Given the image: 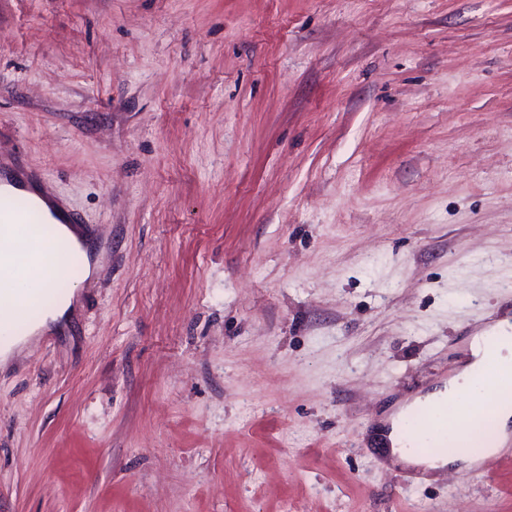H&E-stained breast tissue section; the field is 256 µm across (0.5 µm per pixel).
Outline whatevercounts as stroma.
Segmentation results:
<instances>
[{"mask_svg": "<svg viewBox=\"0 0 512 512\" xmlns=\"http://www.w3.org/2000/svg\"><path fill=\"white\" fill-rule=\"evenodd\" d=\"M0 153L101 257L0 512H512L374 440L512 317V0H0Z\"/></svg>", "mask_w": 512, "mask_h": 512, "instance_id": "stroma-1", "label": "stroma"}]
</instances>
